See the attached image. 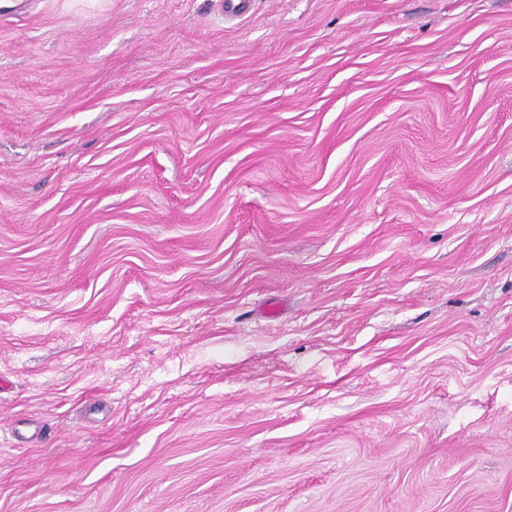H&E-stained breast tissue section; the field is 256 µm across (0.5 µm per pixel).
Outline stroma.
Returning a JSON list of instances; mask_svg holds the SVG:
<instances>
[{"label": "stroma", "instance_id": "35a3bbf8", "mask_svg": "<svg viewBox=\"0 0 512 512\" xmlns=\"http://www.w3.org/2000/svg\"><path fill=\"white\" fill-rule=\"evenodd\" d=\"M0 512H512V0L0 16Z\"/></svg>", "mask_w": 512, "mask_h": 512}]
</instances>
